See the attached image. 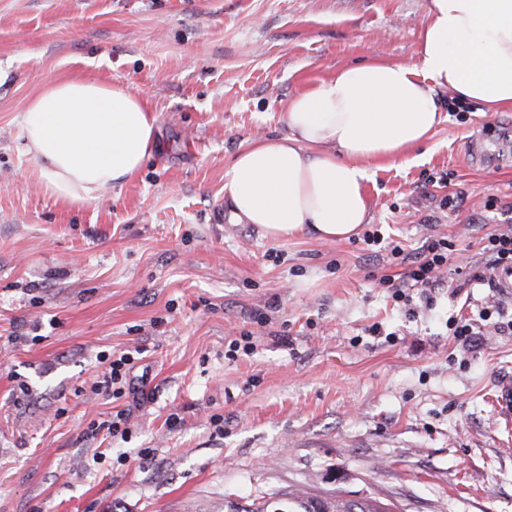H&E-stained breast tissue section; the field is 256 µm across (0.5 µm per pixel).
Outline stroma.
<instances>
[{
    "mask_svg": "<svg viewBox=\"0 0 512 512\" xmlns=\"http://www.w3.org/2000/svg\"><path fill=\"white\" fill-rule=\"evenodd\" d=\"M425 16L426 0H0V512H224L295 486L512 512V294L468 268L512 225V110L440 92L432 136L366 186L374 247L275 241L224 199L225 168L286 134L292 96L413 61ZM87 77L142 97L157 147L78 209L40 186L17 117L43 81ZM431 236L456 291L409 317L373 278ZM495 304L462 348L448 319ZM246 332L253 353L231 351ZM129 351L123 395L95 393L101 356Z\"/></svg>",
    "mask_w": 512,
    "mask_h": 512,
    "instance_id": "1",
    "label": "stroma"
}]
</instances>
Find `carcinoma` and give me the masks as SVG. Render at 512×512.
<instances>
[{"label":"carcinoma","instance_id":"1","mask_svg":"<svg viewBox=\"0 0 512 512\" xmlns=\"http://www.w3.org/2000/svg\"><path fill=\"white\" fill-rule=\"evenodd\" d=\"M224 512H391L380 499L365 496L348 498L336 490L322 495L298 488L285 493L261 496L248 504L224 499Z\"/></svg>","mask_w":512,"mask_h":512}]
</instances>
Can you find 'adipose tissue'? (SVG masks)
Masks as SVG:
<instances>
[{
  "label": "adipose tissue",
  "mask_w": 512,
  "mask_h": 512,
  "mask_svg": "<svg viewBox=\"0 0 512 512\" xmlns=\"http://www.w3.org/2000/svg\"><path fill=\"white\" fill-rule=\"evenodd\" d=\"M441 89L490 112L512 108V0H427L415 62L343 67L292 97L287 134L244 147L224 172L232 221L271 239L357 235L373 163L400 160L431 136ZM156 122L126 86L52 79L18 128L45 191L81 208L140 171L156 148Z\"/></svg>",
  "instance_id": "obj_1"
}]
</instances>
